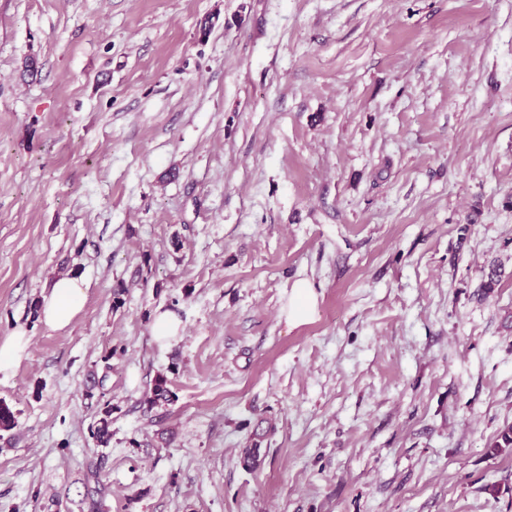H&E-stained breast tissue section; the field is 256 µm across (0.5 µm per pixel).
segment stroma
Listing matches in <instances>:
<instances>
[{
    "label": "stroma",
    "instance_id": "obj_1",
    "mask_svg": "<svg viewBox=\"0 0 512 512\" xmlns=\"http://www.w3.org/2000/svg\"><path fill=\"white\" fill-rule=\"evenodd\" d=\"M20 326L0 512H512V0H0ZM51 290L43 298L40 318L45 325L52 329H64L82 310L86 299L84 281L71 276L56 278ZM314 305L315 295L310 285L306 282L298 283L289 300L286 312L287 321L289 323H297L305 320L311 313ZM180 329V321L171 311L159 312L154 320L153 333L157 341L165 342L176 336Z\"/></svg>",
    "mask_w": 512,
    "mask_h": 512
}]
</instances>
